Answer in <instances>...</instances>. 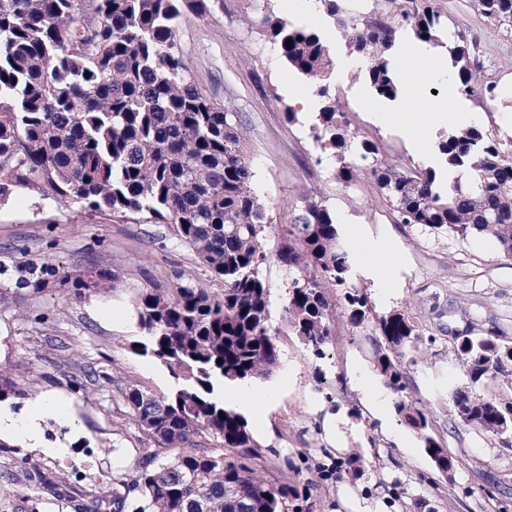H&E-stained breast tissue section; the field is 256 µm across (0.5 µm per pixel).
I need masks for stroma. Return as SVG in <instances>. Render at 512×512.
Instances as JSON below:
<instances>
[{"instance_id":"1","label":"stroma","mask_w":512,"mask_h":512,"mask_svg":"<svg viewBox=\"0 0 512 512\" xmlns=\"http://www.w3.org/2000/svg\"><path fill=\"white\" fill-rule=\"evenodd\" d=\"M442 2L449 30L467 31L476 41V75L496 83L497 97L482 103L452 95L439 79L413 84L412 91L439 109L450 102L455 111L479 113L487 135L512 145V32L471 10L468 0ZM314 10L312 0H224L223 10L211 15L184 16L176 35L196 84L239 113L253 187L268 215L269 257L260 275L271 291V324L279 330L282 356L272 376L249 384L275 395L267 431L254 436L261 472L274 484L313 482L310 512H354L358 506L370 512H512V432L481 433L457 419L452 406L453 393L470 384L454 352L457 337L512 341V261L485 237L462 240L394 223L371 179L337 180L333 159L313 138L312 113L301 111L288 121L285 106L308 86L257 22L272 13L299 26ZM331 83L357 139L373 142L392 160L437 165L432 143L415 145L383 120L402 103L373 102L359 66L332 73ZM309 191L336 213L343 244L360 235L396 246L401 271L388 299L361 274L352 273L351 280L367 293L373 315L402 309L423 331L403 394L387 388L374 369L373 323L354 331L336 319L321 360L282 325L289 274L274 255L277 236ZM46 261L74 276L106 267L116 280L111 289L79 297L69 288H16L22 269ZM0 264L6 268L0 275V371L29 390L24 399L0 402V410L25 415L42 399H57L42 426L48 444L63 445L50 453L19 439L0 448V512H75L73 497L89 488L103 489L100 512H112V488L142 454H175L138 428L120 390L129 383L165 393L173 385L163 365L134 350L141 336L137 292L170 282L178 272L204 284L209 274L168 225L117 219L77 204L60 210L26 192L0 203ZM51 336L68 355L95 366L96 384L71 382L47 342ZM402 395L427 407L435 438L458 461L451 476L435 470L417 435L400 422L395 403ZM56 473L65 475V484L45 490L41 475Z\"/></svg>"}]
</instances>
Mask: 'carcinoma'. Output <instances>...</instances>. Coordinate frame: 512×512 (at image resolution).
<instances>
[{
    "label": "carcinoma",
    "mask_w": 512,
    "mask_h": 512,
    "mask_svg": "<svg viewBox=\"0 0 512 512\" xmlns=\"http://www.w3.org/2000/svg\"><path fill=\"white\" fill-rule=\"evenodd\" d=\"M345 2L317 0L375 98L396 100L403 86L388 51L401 28L421 43L441 44L448 34L441 0H374L359 23ZM471 6L512 28V0ZM216 8L224 9V0H0V202L28 190L60 208L80 203L90 212L168 224L220 284L206 288L180 273L166 285L150 283L135 299L143 333L135 350L164 365L175 384L167 394L129 387L125 399L143 432L179 452L143 455L133 478L121 482L125 493L112 495L113 512H125L132 492L137 512H304L297 486H275L259 474L248 422L224 404V386L270 376L280 349L270 289L259 275L268 258L267 214L252 187L244 127L238 113L202 92L176 42L184 15ZM261 25L321 101L314 141L333 150L337 179L348 184L367 174L396 223L463 239L489 235L512 258V149L476 126L450 128L438 133L436 167L382 161L365 141L359 154L372 163L360 168L347 161L353 134L329 84L331 52L321 33L271 13ZM453 38L448 53L457 91L494 99L496 84L475 81L476 43L463 30ZM276 257L291 273L285 320L314 357L325 356L332 335L324 281L343 290L352 327L367 322L368 299L350 282L336 214L317 195L303 197L282 225ZM113 280L105 268L93 279H73L46 262L28 267L19 283L36 291L56 283L81 295ZM376 335L374 368L402 392L423 334L408 312L395 310L379 318ZM455 351L474 386L512 373V346L496 336H467ZM26 395L0 374V402ZM452 403L457 417L480 432L497 436L512 428V405L468 389L455 392ZM395 411L434 466L456 467L431 433L424 405L400 400ZM202 436L234 458L201 447Z\"/></svg>",
    "instance_id": "obj_1"
}]
</instances>
